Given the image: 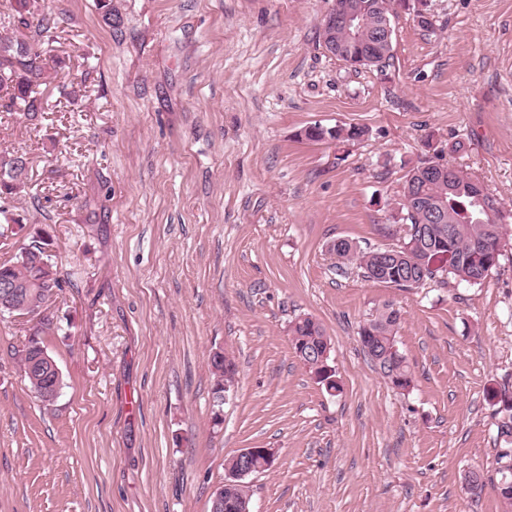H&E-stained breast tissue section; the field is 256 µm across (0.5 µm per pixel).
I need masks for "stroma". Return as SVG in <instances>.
<instances>
[{"mask_svg":"<svg viewBox=\"0 0 512 512\" xmlns=\"http://www.w3.org/2000/svg\"><path fill=\"white\" fill-rule=\"evenodd\" d=\"M334 0H36L48 117L0 112L28 186L0 262L49 236L62 278L43 344L54 405L24 382L31 321L0 315V512H210L228 458L272 448L252 512H512L487 482L512 381V245L479 285L418 288L338 266L329 245L398 243L391 213L419 160L452 165L512 210V0H429L391 18L387 71L319 36ZM80 90L61 95L62 85ZM359 125L350 144L298 139ZM413 374L402 394L359 329L385 306ZM331 340L329 391L291 321ZM237 366L223 425L209 358Z\"/></svg>","mask_w":512,"mask_h":512,"instance_id":"stroma-1","label":"stroma"}]
</instances>
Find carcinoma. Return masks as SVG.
<instances>
[{"label":"carcinoma","mask_w":512,"mask_h":512,"mask_svg":"<svg viewBox=\"0 0 512 512\" xmlns=\"http://www.w3.org/2000/svg\"><path fill=\"white\" fill-rule=\"evenodd\" d=\"M17 29L28 30L33 27L44 31L50 27L51 18L42 16L33 19L32 0H7ZM365 12L370 25H375L379 16L387 11L393 0H346ZM336 40L346 45V56L342 61L354 68H376L380 71L390 65L393 58V45L381 44L373 49L374 60L366 63L361 60L360 45L353 44L343 30H336ZM46 67L41 53L24 37L0 38V109L28 117H34L45 111L41 87L44 84ZM304 138L311 141H336L338 143L355 142L367 134L361 126L325 127L311 125L301 131ZM428 162L421 160L405 175L402 190L418 189L425 196L434 199L443 207L448 220L443 224H429L426 216L418 210H411L402 201L398 202L394 223L400 226L403 236L401 244L395 247L359 250L351 242L343 241L334 249L338 263H354L364 271L365 277L396 288L414 287L416 267L401 258L406 245L414 239L419 229L426 230L425 247L426 275L432 280L441 273L448 278L469 286L480 285L495 270L499 260H490L491 253L501 256L505 247L506 232L500 235L492 233L494 225L488 223L490 216L485 213V205L478 202L469 190V176L453 185L446 182L415 183L412 175ZM28 179V161L26 155L17 151L0 154V220L8 224L20 223V219L10 216L9 203L13 196L24 190ZM484 223H478V220ZM49 238L38 234L29 238L6 262L0 263V292L9 295L16 290L20 293L19 302L32 310H48L62 281L48 254ZM399 324L398 311L386 307L374 319L360 328L359 338L364 351L368 354L382 376L392 388L406 391L412 385V373L400 352L384 356L385 346L396 344V329ZM50 326L47 316L38 319L33 326L27 343L22 349L21 361L25 378L31 390L38 398L51 386L62 388L63 381L58 366L46 361L33 364L35 357L45 351L41 335ZM291 345L295 354L308 365L326 389H339L333 379L329 365L330 341L323 328L313 319L306 317L296 320L290 326ZM210 368L214 378L212 388V419L218 425L224 421V401L231 391L229 388L234 374L233 362H224V355L216 352L210 359ZM486 399L495 407L497 437L504 447L512 448V385L505 382L500 386L486 390ZM495 473L507 476L509 485L498 483L497 489L504 503L512 505V453L497 451ZM251 509V496L247 488L224 492V505L221 512H247Z\"/></svg>","instance_id":"obj_1"}]
</instances>
